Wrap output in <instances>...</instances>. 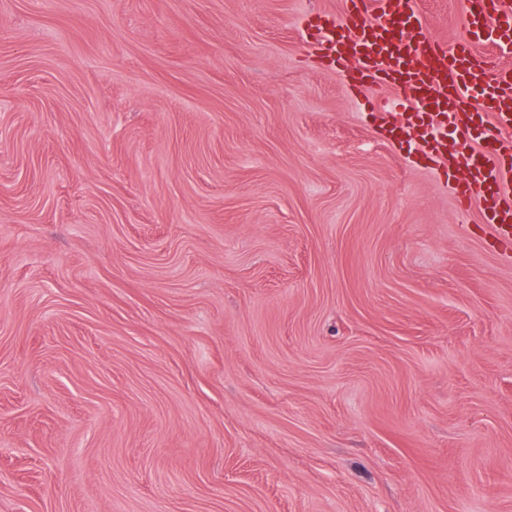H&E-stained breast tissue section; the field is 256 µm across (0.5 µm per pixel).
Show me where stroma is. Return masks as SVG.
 <instances>
[{
  "mask_svg": "<svg viewBox=\"0 0 512 512\" xmlns=\"http://www.w3.org/2000/svg\"><path fill=\"white\" fill-rule=\"evenodd\" d=\"M344 8L0 0V512H512V257Z\"/></svg>",
  "mask_w": 512,
  "mask_h": 512,
  "instance_id": "obj_1",
  "label": "stroma"
}]
</instances>
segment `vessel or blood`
Returning <instances> with one entry per match:
<instances>
[{
    "mask_svg": "<svg viewBox=\"0 0 512 512\" xmlns=\"http://www.w3.org/2000/svg\"><path fill=\"white\" fill-rule=\"evenodd\" d=\"M467 34L454 44L433 35L416 0H347L344 14L304 21L322 60L345 84L377 89L398 112L397 135L416 142L448 175L460 210L479 204L496 244L512 250V64L476 52L484 37L512 43V0H460ZM481 98L482 111L471 109Z\"/></svg>",
    "mask_w": 512,
    "mask_h": 512,
    "instance_id": "b4317fda",
    "label": "vessel or blood"
}]
</instances>
